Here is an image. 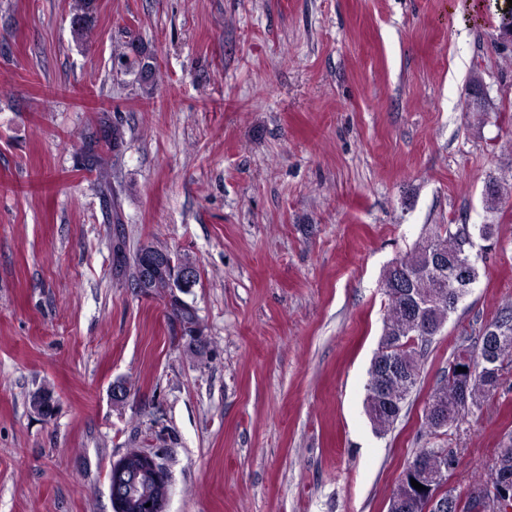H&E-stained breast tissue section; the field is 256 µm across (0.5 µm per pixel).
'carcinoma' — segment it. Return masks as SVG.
Here are the masks:
<instances>
[{
	"label": "carcinoma",
	"instance_id": "obj_1",
	"mask_svg": "<svg viewBox=\"0 0 512 512\" xmlns=\"http://www.w3.org/2000/svg\"><path fill=\"white\" fill-rule=\"evenodd\" d=\"M96 0H74L71 28L76 38L83 37L95 22ZM103 143L118 155L124 146L120 127L108 122L89 135L88 164L95 165L92 147ZM487 181L494 183L484 192L485 207L494 210L506 187L500 178L490 175ZM466 225L449 226L420 240L405 254L391 262L381 279V288L387 300L383 332L377 351L372 358L365 385V410L374 431L379 435L390 432L404 405L419 382L421 367L434 336L438 334L448 317L457 307L467 288H455L449 277L436 273V261L448 268L456 267L457 260L465 262L468 288L474 287L480 277L479 259L465 250ZM116 265L127 273L128 281L137 280L139 257L126 256L122 249L115 253ZM153 296L166 298L176 317L187 332H193L196 313L173 292L171 275L161 273L148 286ZM509 316L511 325L503 328L502 335L494 344L495 365L488 372L449 379L443 375L436 382L425 406L424 434L436 435L448 430L466 418L482 410L487 397L499 385V371L512 362V304L503 306L498 317ZM488 339L485 328H480L474 342L464 345L453 355L451 365L466 367L478 363L485 354ZM441 458L434 448L420 449L401 474L391 499L408 496L409 479L415 474L427 477L438 474V481H448V472H438Z\"/></svg>",
	"mask_w": 512,
	"mask_h": 512
}]
</instances>
